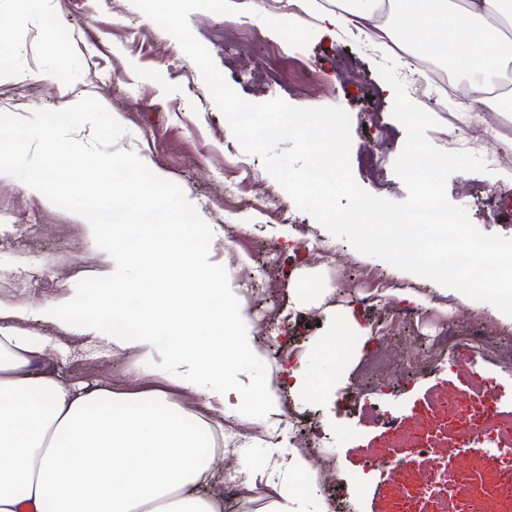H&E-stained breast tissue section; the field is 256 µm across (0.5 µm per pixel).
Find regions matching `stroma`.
Instances as JSON below:
<instances>
[{"label":"stroma","instance_id":"stroma-1","mask_svg":"<svg viewBox=\"0 0 512 512\" xmlns=\"http://www.w3.org/2000/svg\"><path fill=\"white\" fill-rule=\"evenodd\" d=\"M232 2L238 13L196 11L189 16L193 35L209 50L227 83L252 103L280 98L296 107L343 108L351 117L350 162L356 183L378 197L405 200L406 187L392 165L406 133L392 116L394 92L377 71L389 49L345 31L325 30L320 13L326 0H301L296 13L279 11L282 18L314 30L303 48L288 45L264 23L269 10L262 0ZM17 8V0H0V42L15 48L0 65V114L25 135L13 160L12 181L0 183V307L12 310L11 324L58 341V348L47 354L48 368L72 381H101L118 390L149 372L133 353L113 351L105 339L106 321H96L84 332L67 323L69 314H92L98 289L111 287L113 274L123 272L126 261L113 256L111 242L99 247L91 243L78 216L75 189L51 184L42 201L22 190L27 159L52 141L68 147L87 166L116 153L143 181L162 172L164 191L192 200L193 218L218 229V236L203 237L194 251L209 255L217 287L248 294L258 354L245 363V372L255 379L270 377L278 361L274 339L280 336L292 350L289 369L308 380L327 377L333 384L328 398L320 399L281 383L278 422L281 429L303 425L321 437L324 458L336 464V482L323 491L343 502L344 512H394L396 488L423 484L434 468L446 465L486 482L493 479L501 464L498 453L462 447L448 419L472 408L512 415V377L500 376L489 396L476 398L456 370L446 367L415 378L395 371L372 381L358 369L380 345L405 348L404 334L384 322L380 306L384 300L398 303V290L408 288L420 297L416 330L429 339L446 330L463 336L482 329L491 319L485 303L439 294L436 283L362 255L340 239L334 240L338 256L332 262L303 244L304 228L319 239L332 238L296 207L259 156L242 149L198 67L131 0H41L39 10L21 22L13 19ZM49 17L63 31L52 41L43 34ZM341 55L350 57L353 67H337ZM62 85L86 101L71 121L51 125L46 114ZM369 85L377 89L373 104L361 92ZM114 112L122 117L117 127L110 121ZM433 116L438 125L427 137L437 148L454 118L512 130V114L485 112L476 118L456 112L449 101ZM370 145L385 158L376 170L366 163ZM476 152L488 173L451 174L446 196L467 210L481 232L512 238V220L493 218L477 201L482 187L512 189V159L492 137L480 139ZM18 224L28 227L29 242L22 248L13 243ZM272 245L277 260L271 264L267 252ZM28 270L43 272L48 288H26L20 275ZM297 273L316 281L320 294L301 299L291 280ZM341 304L352 307L367 330L365 337L350 335L341 326ZM331 332L338 335L337 356L326 364L318 361L316 344ZM239 402L249 419L233 417L228 424L240 440L237 467L253 486L235 498L233 512H269L273 492L260 463L271 448L254 423L263 399L258 391L246 390ZM435 433L444 440L439 453L420 454L421 437ZM394 446L402 448L403 464L372 469V461Z\"/></svg>","mask_w":512,"mask_h":512}]
</instances>
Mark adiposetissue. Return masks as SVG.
Segmentation results:
<instances>
[{
  "mask_svg": "<svg viewBox=\"0 0 512 512\" xmlns=\"http://www.w3.org/2000/svg\"><path fill=\"white\" fill-rule=\"evenodd\" d=\"M384 15L371 35L407 50L439 51L440 62L467 60L472 114L496 112L502 97L490 88L512 65V0H336L323 22L340 30L363 27ZM60 146L42 150L23 189L44 199L59 164ZM107 161L82 171L94 202L88 218L92 243L111 238L113 254L145 258V276L116 274L99 305L112 322V341L149 363L163 353L152 383L117 391L108 385L71 383L43 369L52 341L0 321V512H223L206 484L224 458L221 427L213 413L233 415L226 390L201 387L219 370L227 388L240 382V362L253 355L252 324L232 288L210 286L209 260L188 253V240L212 234L192 221L188 200L152 182L117 174ZM202 398L186 409L187 396ZM273 512H326L311 461L291 448L274 462ZM308 476L297 491L293 480Z\"/></svg>",
  "mask_w": 512,
  "mask_h": 512,
  "instance_id": "obj_1",
  "label": "adipose tissue"
}]
</instances>
